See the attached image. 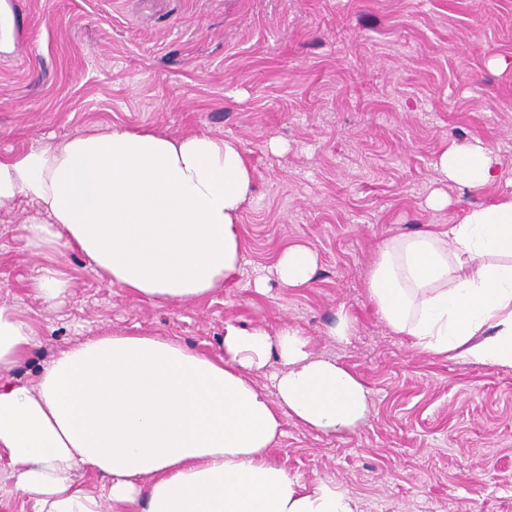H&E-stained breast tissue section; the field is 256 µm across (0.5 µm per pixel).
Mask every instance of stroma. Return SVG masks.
<instances>
[{
	"instance_id": "35a3bbf8",
	"label": "stroma",
	"mask_w": 512,
	"mask_h": 512,
	"mask_svg": "<svg viewBox=\"0 0 512 512\" xmlns=\"http://www.w3.org/2000/svg\"><path fill=\"white\" fill-rule=\"evenodd\" d=\"M9 3L17 48L0 56V160L112 126L205 132L241 142L254 193L238 285L191 302L133 297L67 249L58 266L70 288L45 305L21 231L36 208L0 207V305L40 330L0 378L33 382L107 330L218 355L225 324H288L352 370L371 403L347 434L286 420L273 458L290 475L336 480L362 512H512V369L419 351L378 319L365 288L383 241L512 193V0ZM475 138L500 157L499 184L439 183L440 154ZM438 189L448 204L436 210ZM294 244L318 256L304 288L271 279ZM258 275L267 292L248 288ZM342 312L354 320L344 340L329 333Z\"/></svg>"
}]
</instances>
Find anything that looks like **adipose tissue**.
Wrapping results in <instances>:
<instances>
[{"label": "adipose tissue", "instance_id": "1", "mask_svg": "<svg viewBox=\"0 0 512 512\" xmlns=\"http://www.w3.org/2000/svg\"><path fill=\"white\" fill-rule=\"evenodd\" d=\"M440 181L481 191L502 177L481 139L438 158ZM254 176L242 145L207 133L115 127L80 132L0 160V205L26 198L27 248L41 256L34 292L55 305L68 282L55 257L76 248L129 294L188 302L236 284L240 220ZM318 257L292 245L274 266L301 288ZM379 319L413 347L459 351L470 363L512 369V195L468 210L445 229L384 241L366 274ZM39 331L0 305V372ZM275 395L252 384L270 359ZM347 367L315 355L290 326L277 333L228 324L213 357L154 335L105 332L69 346L35 384H0V500L31 512H358L335 480L305 482L271 457L284 418L336 435L369 412ZM85 469L99 493L78 485Z\"/></svg>", "mask_w": 512, "mask_h": 512}]
</instances>
